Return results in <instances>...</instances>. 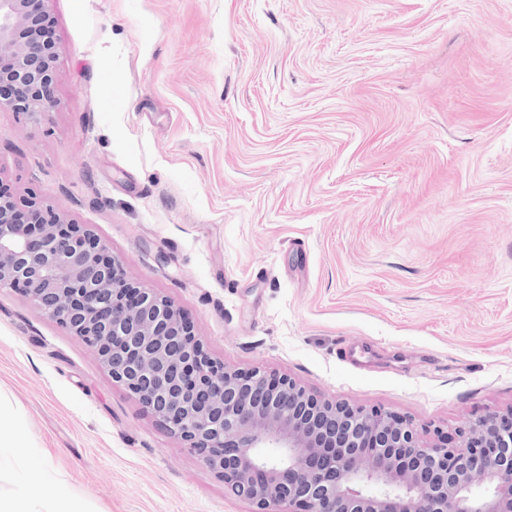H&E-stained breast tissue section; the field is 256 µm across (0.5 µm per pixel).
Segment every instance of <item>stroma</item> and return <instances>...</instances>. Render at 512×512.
<instances>
[{
	"label": "stroma",
	"mask_w": 512,
	"mask_h": 512,
	"mask_svg": "<svg viewBox=\"0 0 512 512\" xmlns=\"http://www.w3.org/2000/svg\"><path fill=\"white\" fill-rule=\"evenodd\" d=\"M0 186L87 225L227 365L431 441L512 408V0H53ZM0 403L92 512H251L0 290Z\"/></svg>",
	"instance_id": "1"
}]
</instances>
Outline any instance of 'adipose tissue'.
<instances>
[{
	"mask_svg": "<svg viewBox=\"0 0 512 512\" xmlns=\"http://www.w3.org/2000/svg\"><path fill=\"white\" fill-rule=\"evenodd\" d=\"M28 444L24 431L14 415L0 407V466L17 465L23 472L34 476L35 484L27 492L14 495L0 494V512H35L38 499L37 483L51 475L44 458L39 454L26 455L22 449Z\"/></svg>",
	"mask_w": 512,
	"mask_h": 512,
	"instance_id": "obj_1",
	"label": "adipose tissue"
}]
</instances>
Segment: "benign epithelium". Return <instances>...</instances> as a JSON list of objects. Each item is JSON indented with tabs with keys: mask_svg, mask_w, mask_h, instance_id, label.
<instances>
[{
	"mask_svg": "<svg viewBox=\"0 0 512 512\" xmlns=\"http://www.w3.org/2000/svg\"><path fill=\"white\" fill-rule=\"evenodd\" d=\"M52 0H0V110L56 105ZM94 349L252 512H512V409L438 442L382 408L213 358L170 299L130 281L84 224L0 188V289ZM257 448L273 450L260 456Z\"/></svg>",
	"mask_w": 512,
	"mask_h": 512,
	"instance_id": "7a95c632",
	"label": "benign epithelium"
}]
</instances>
